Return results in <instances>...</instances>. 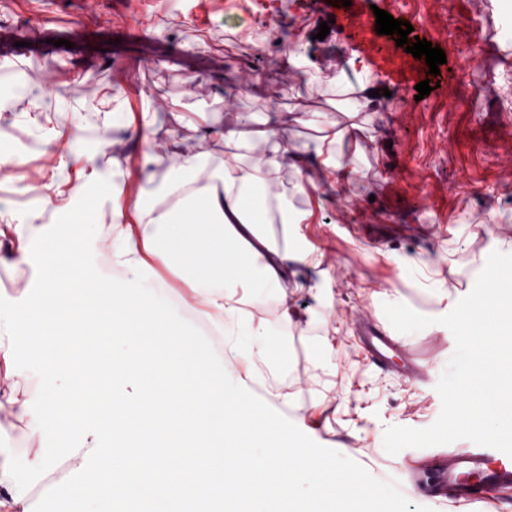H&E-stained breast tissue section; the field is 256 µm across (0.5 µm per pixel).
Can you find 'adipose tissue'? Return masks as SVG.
Returning <instances> with one entry per match:
<instances>
[{
	"mask_svg": "<svg viewBox=\"0 0 512 512\" xmlns=\"http://www.w3.org/2000/svg\"><path fill=\"white\" fill-rule=\"evenodd\" d=\"M360 89L352 122L324 119L313 151L288 149L274 123L259 136L265 150L246 162L252 144L241 114L224 124L219 136L224 157L209 164L204 153L186 147L179 135L188 113H174L165 153L144 154L143 174L165 171L161 192L178 202L160 208L144 195L113 193V266L153 275L170 269L188 286L187 302L198 321L217 330L235 354L261 347L262 334L247 317L245 293L277 288L291 259L265 237L270 215L280 223L302 224L306 212L292 207L287 190L272 191L284 167L300 168L313 159L319 176L335 185L342 165L336 146L360 132L355 118L372 107ZM78 236L45 238L40 251L44 271L34 298L0 307V366L16 363L21 335L33 336L31 352L49 371L63 376V393L33 396L16 386L0 393L12 418L30 436L60 429V448L36 449L28 479L0 461V512H248L254 498L275 503L278 512H308L294 496V478L319 470L313 495L331 512H352L354 502L371 498L376 485L335 465L314 466L308 449L294 447L284 426L258 414L245 394L224 391L223 372L201 355L200 342L176 330L152 297L125 281L101 278L77 259ZM116 338L133 350L117 354ZM269 453L254 456L255 443ZM74 463L71 478L50 482L60 459Z\"/></svg>",
	"mask_w": 512,
	"mask_h": 512,
	"instance_id": "1",
	"label": "adipose tissue"
}]
</instances>
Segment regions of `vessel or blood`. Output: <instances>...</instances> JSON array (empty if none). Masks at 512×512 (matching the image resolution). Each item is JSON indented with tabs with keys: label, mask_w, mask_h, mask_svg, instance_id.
<instances>
[{
	"label": "vessel or blood",
	"mask_w": 512,
	"mask_h": 512,
	"mask_svg": "<svg viewBox=\"0 0 512 512\" xmlns=\"http://www.w3.org/2000/svg\"><path fill=\"white\" fill-rule=\"evenodd\" d=\"M362 343L374 364L395 371L401 381L422 377L424 366L412 354H405L402 366H393L391 354L400 350L402 343L376 324L367 325ZM433 474L432 484L426 487L429 497L451 504L481 503L492 489L512 486V457L489 447L453 451L437 458Z\"/></svg>",
	"instance_id": "obj_1"
}]
</instances>
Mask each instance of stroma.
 <instances>
[{"instance_id": "1", "label": "stroma", "mask_w": 512, "mask_h": 512, "mask_svg": "<svg viewBox=\"0 0 512 512\" xmlns=\"http://www.w3.org/2000/svg\"><path fill=\"white\" fill-rule=\"evenodd\" d=\"M371 2L445 52L439 75L430 76L425 59H414L394 36L376 34L358 45L352 9L340 5L331 15L314 0H0V52L26 66L0 116V227L37 225L28 263L0 264V305L37 291L44 236L74 232L66 219L68 196L58 209L41 207L40 189L58 182L59 164L77 183L87 157L96 156L99 177L84 184L97 209L77 231L80 260L97 275L135 285L136 274L108 262L110 196L140 186L154 192L164 171L156 169L145 183L140 159L167 144L173 113L197 109L206 121L251 113L261 120L287 109L298 91L314 111H328L339 105L340 87L369 81L380 95L360 115L366 133L337 149L344 175L330 191L331 203L318 205L323 191L309 186L313 169L280 173L285 186L307 184L293 203L311 217L287 231L278 224L268 230L278 239L290 234L309 259L289 265L282 288L251 291L249 309L286 356L252 352L226 368L225 384L236 388L237 376L248 371L262 376L274 392L268 411L288 414L298 447L376 484L378 496L354 503V512H512V488L460 506L411 488L413 465L469 447V440L395 455L383 448L387 427L424 428L437 419L436 384L455 340L436 319L472 291L492 251H512V101L502 92L512 79V44L498 35L502 21L512 19V0ZM323 22L330 32L322 38ZM144 24L148 34L133 36ZM59 38L69 47L56 46ZM291 39L310 62L299 75L286 57ZM355 56L364 68L350 66ZM397 70L410 73L411 82L396 83ZM432 77L436 87L417 99L416 84ZM245 83L249 94H238ZM114 93L128 120L86 111L88 102ZM146 101L153 113L148 129L140 118ZM186 292L173 272L159 270L157 301L198 336L212 366L225 367L215 336L202 334L188 316ZM387 303L434 320L400 336L426 366L420 381H398L362 350L363 323L373 319L392 332ZM286 308L295 319L288 328L281 323ZM14 381L34 394L53 384L24 347L14 378L0 369V390ZM281 393L300 397L304 409H288L277 399ZM30 446L25 428L0 409V456L19 474L27 472Z\"/></svg>"}]
</instances>
